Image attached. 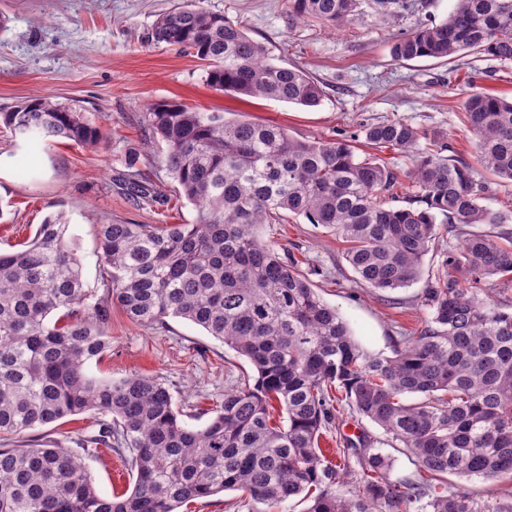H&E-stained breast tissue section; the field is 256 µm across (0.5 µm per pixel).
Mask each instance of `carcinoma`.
<instances>
[{
    "instance_id": "carcinoma-1",
    "label": "carcinoma",
    "mask_w": 512,
    "mask_h": 512,
    "mask_svg": "<svg viewBox=\"0 0 512 512\" xmlns=\"http://www.w3.org/2000/svg\"><path fill=\"white\" fill-rule=\"evenodd\" d=\"M384 18L410 0H374ZM360 0H288L297 19L341 28ZM151 40L206 62L221 93L317 106L320 83L276 64L239 21L178 0ZM476 52L512 61V0H456L448 18L423 23L391 44L397 61H455ZM477 159L512 183V100L483 89L463 103ZM0 122L24 138H56L87 149L105 143L84 112L47 98L27 100ZM144 122L165 143V170L193 206L191 224H102L103 295L84 288L83 264L63 212L39 225L24 248L0 252V512H180L184 505L240 490L266 512L301 497L306 512H512L511 502L441 494L445 474L492 480L512 474V312L479 297L492 278L512 276V233L478 230L512 222V210L481 204L487 183L471 165L419 148L421 132L402 119L363 125L366 145L411 159L408 184L356 136L301 141L287 129L174 100L147 106ZM407 187L404 206L387 197ZM130 195L149 205L155 187L133 178ZM289 215L331 229L346 243L358 279L378 290L417 281L438 237L437 223L462 237L422 295L429 310L416 336L391 356L367 353L336 309L260 232ZM133 322L166 327L179 318L247 359L253 384L230 388L201 428L179 420L161 380L88 371L110 345L112 308ZM345 404L411 455L422 481L387 480L388 458L367 442L346 443L363 492H336L337 465L319 438ZM286 417L272 422L273 410ZM90 414L95 429L74 447L29 435ZM107 448L136 473L131 492L102 495L88 460Z\"/></svg>"
}]
</instances>
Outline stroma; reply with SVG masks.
Returning a JSON list of instances; mask_svg holds the SVG:
<instances>
[{
    "label": "stroma",
    "instance_id": "35a3bbf8",
    "mask_svg": "<svg viewBox=\"0 0 512 512\" xmlns=\"http://www.w3.org/2000/svg\"><path fill=\"white\" fill-rule=\"evenodd\" d=\"M410 10L379 20L370 0H361L354 22L340 30L299 20L286 0H204L210 11L241 21L248 34L271 51L277 63L303 67L322 85L318 106L276 100H243L217 92L205 81L204 64L178 48L152 42L149 34L175 0H0V112L34 97H50L92 115L107 134L103 148L88 150L66 141L25 139L0 123V251L21 249L38 224L62 211L83 258L88 288H101L97 227L101 224H188L191 204L176 201L167 174L164 144L147 145L142 118L148 104L177 100L191 107L240 112L277 124L299 140L333 139L363 125L400 118L428 140L445 142L458 158L476 166L474 138L463 123L462 105L475 88L512 98V62L481 54L462 57L457 70L434 59L398 61L393 40L420 24L445 20L455 0H412ZM137 165H130L131 156ZM154 184L166 200L151 206L130 198L131 170ZM263 238L280 257L298 260L318 295L336 308L354 340L374 355H391L401 337L418 333L427 318L423 279L380 291L358 282L345 259V243L329 229L293 216L266 224ZM111 348L89 371L115 379L141 373L162 380L181 419L204 426L227 389L253 382L255 369L205 330L180 319L156 329L113 310ZM367 440L388 454V478L417 480L410 456L392 448L379 426L341 408L319 444L335 459L337 443ZM98 491H131L133 475L120 457L91 461ZM435 487L454 488L478 500L512 497V480L487 481L445 475Z\"/></svg>",
    "mask_w": 512,
    "mask_h": 512
}]
</instances>
